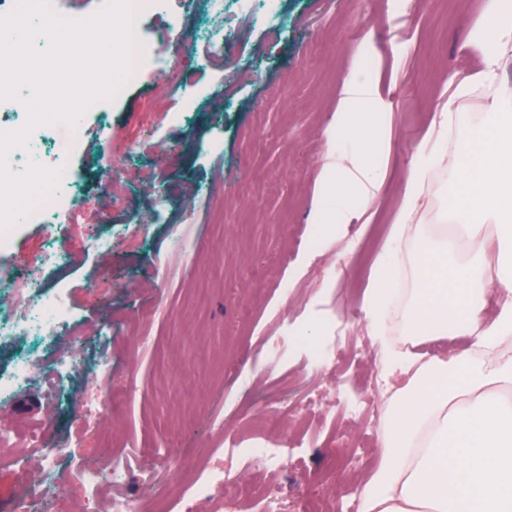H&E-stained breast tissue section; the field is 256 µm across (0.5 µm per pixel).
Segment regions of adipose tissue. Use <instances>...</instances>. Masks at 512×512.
Segmentation results:
<instances>
[{"label": "adipose tissue", "instance_id": "ef3b65f1", "mask_svg": "<svg viewBox=\"0 0 512 512\" xmlns=\"http://www.w3.org/2000/svg\"><path fill=\"white\" fill-rule=\"evenodd\" d=\"M473 37L491 47L484 69L465 80L449 74L448 96L418 147L365 295L370 335L381 340L386 365L409 379L389 404L360 512H512V358L500 352L512 341V87L499 80L512 62V0H486ZM481 87L489 91L486 108L477 124L462 126L456 103ZM379 108L363 50L355 48L336 131L363 150L351 169L327 155V181L310 214L321 232L343 223L352 202L373 198L381 183L375 159L386 142ZM443 163L453 170L445 215L461 220L462 247L445 234L430 241L412 232ZM492 241L497 257L490 274L485 248ZM407 255L414 260L412 302L395 310L393 286ZM492 286L500 307L490 321L484 297ZM394 316L407 324L412 341L464 334L471 346L424 357L388 337Z\"/></svg>", "mask_w": 512, "mask_h": 512}]
</instances>
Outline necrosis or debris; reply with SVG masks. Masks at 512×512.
Wrapping results in <instances>:
<instances>
[{
    "label": "necrosis or debris",
    "instance_id": "obj_1",
    "mask_svg": "<svg viewBox=\"0 0 512 512\" xmlns=\"http://www.w3.org/2000/svg\"><path fill=\"white\" fill-rule=\"evenodd\" d=\"M84 131L83 122L68 123L58 120L32 129L26 146L13 148L8 167L12 173H23L29 163L60 171L57 183L40 192L29 215L30 220L43 224H74L82 212L84 199L71 179V157L79 148ZM64 253L52 246L40 251L25 272L0 277V342L18 336L51 343L56 329L71 319V309L65 289L43 292L44 279L59 266ZM79 346L55 353L44 359L32 354L16 357L12 365L0 370V406L5 407L19 393L36 383L46 386V395H59L57 378L77 366ZM279 412L268 414L260 425V432L252 441L225 437L227 455L237 457L241 467L235 471L221 468L209 470L192 485L194 494L202 500H212L214 490H221V507L234 508L240 501H256L266 497L262 486L244 482V470L277 464L287 460L292 450L282 429ZM139 467H131L127 457L113 455L103 462L89 463L70 448L54 446L43 434L33 433L25 452L12 458L18 492L10 501L9 512H41L42 504L55 487V473L61 459H68L73 474L87 499H96L102 484H141L157 487L166 482L169 470L157 448H142Z\"/></svg>",
    "mask_w": 512,
    "mask_h": 512
}]
</instances>
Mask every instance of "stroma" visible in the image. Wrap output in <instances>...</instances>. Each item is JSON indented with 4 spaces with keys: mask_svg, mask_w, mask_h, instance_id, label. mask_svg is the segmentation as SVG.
Segmentation results:
<instances>
[{
    "mask_svg": "<svg viewBox=\"0 0 512 512\" xmlns=\"http://www.w3.org/2000/svg\"><path fill=\"white\" fill-rule=\"evenodd\" d=\"M485 3L276 0V39L246 14L220 54L193 34L211 0H176V36L163 20H147L159 54L185 62L172 73L175 92L146 80L102 102L107 121L89 117L72 159L85 199L79 223L25 225L4 258L18 272L49 241L64 248L68 263L46 288L66 289L75 320L58 328L56 346L84 342V362L57 402L25 391L0 413V427L22 437L41 430L58 445L83 434L87 456L109 446L128 455L167 448L179 484L184 464L201 473L233 466L221 420L285 406L302 419L288 432L295 452L286 468L254 477L275 479L282 512H304L320 496L333 512H350L356 482L377 456L379 422L343 401L363 386L384 398L396 384L366 328L368 276L449 73L464 78L483 65L471 32ZM358 45L390 130L385 176L374 199L310 248L327 131ZM110 141L128 148L120 165L104 151ZM112 165L128 193H105L102 174ZM94 227L112 228L121 249L99 257L89 243ZM333 334L363 356L320 369L294 342ZM142 336L150 346H139ZM245 336L261 345L240 361L234 346ZM201 348L215 364L202 377ZM104 358L114 400L92 414V372Z\"/></svg>",
    "mask_w": 512,
    "mask_h": 512,
    "instance_id": "stroma-1",
    "label": "stroma"
}]
</instances>
